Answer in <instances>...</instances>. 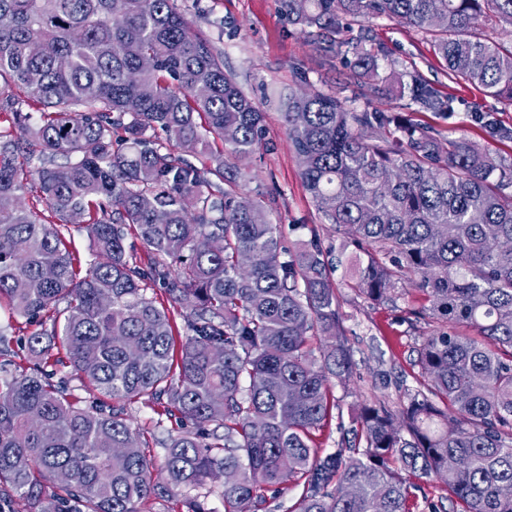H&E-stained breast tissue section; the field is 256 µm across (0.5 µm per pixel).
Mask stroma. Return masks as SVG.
Instances as JSON below:
<instances>
[{"label":"stroma","instance_id":"obj_1","mask_svg":"<svg viewBox=\"0 0 512 512\" xmlns=\"http://www.w3.org/2000/svg\"><path fill=\"white\" fill-rule=\"evenodd\" d=\"M177 8L190 21L195 33L212 41L231 74L246 95L254 99L265 117L266 145L239 160L245 172L242 192L264 195L268 215L279 224L284 246L317 240L323 249L338 253L347 243L346 235L323 223L305 190L293 146L282 121L288 93L313 87L339 99L351 97L347 70L341 58L329 51L316 33H301L282 12L281 0H177ZM368 26L373 42L395 61L397 72L416 71L442 93L459 101L456 112L417 111L409 98L392 94L372 95L374 107L388 112L413 113L418 123L442 136L465 138L486 146L492 156L512 163V139H499L476 122V115L497 120L512 128V103L485 95L481 90L450 79L446 66L435 56L423 33L389 20L349 19L346 36L357 35ZM344 315L343 333L353 350L356 374L347 387H335L333 396L344 419H351L358 406L378 397L397 404L402 387H414L418 369L413 364L414 349L435 327L432 320L409 322L407 309L420 298L415 281L398 285L394 301L373 305L347 288L345 266L332 273ZM0 329L11 337L9 352L0 356V368L12 371L25 367L29 355L23 344L36 326L0 306ZM130 414L142 432L147 454L162 459L160 445L173 420L157 425L153 407L136 403Z\"/></svg>","mask_w":512,"mask_h":512}]
</instances>
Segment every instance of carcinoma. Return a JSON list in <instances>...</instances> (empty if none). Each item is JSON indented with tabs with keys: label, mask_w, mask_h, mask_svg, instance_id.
Segmentation results:
<instances>
[{
	"label": "carcinoma",
	"mask_w": 512,
	"mask_h": 512,
	"mask_svg": "<svg viewBox=\"0 0 512 512\" xmlns=\"http://www.w3.org/2000/svg\"><path fill=\"white\" fill-rule=\"evenodd\" d=\"M282 2L292 23L352 56L356 87L389 91L395 63L364 29L340 37L343 20L385 18L429 36L448 77L512 102V46L479 33L512 25V0ZM2 83L42 111L0 94L20 131L0 134V199L22 198L23 166L36 161L57 222L24 204L0 211V298L29 320L66 307L27 337L32 363L0 375V512H141L217 479L224 512H261L288 477L304 480L288 512H411L424 491L412 476L441 481L453 512H512V164L368 103L288 97L303 184L362 253L349 288L375 305L415 277L410 315L439 324L415 349L420 388L394 408L361 406L324 454L314 433L336 408L332 387L355 373L338 297L318 243L283 250L266 202L236 190L230 160L263 147V116L210 41L174 0H0ZM397 84L422 110L455 111L416 72ZM217 140L208 167L171 151L202 154ZM76 211L94 247L86 270L60 230ZM129 229L147 262L127 251ZM213 238L222 249L199 246ZM149 282L183 309L177 359ZM64 368L112 408L75 394ZM138 402L190 424L164 441L161 483L128 414Z\"/></svg>",
	"instance_id": "carcinoma-1"
}]
</instances>
